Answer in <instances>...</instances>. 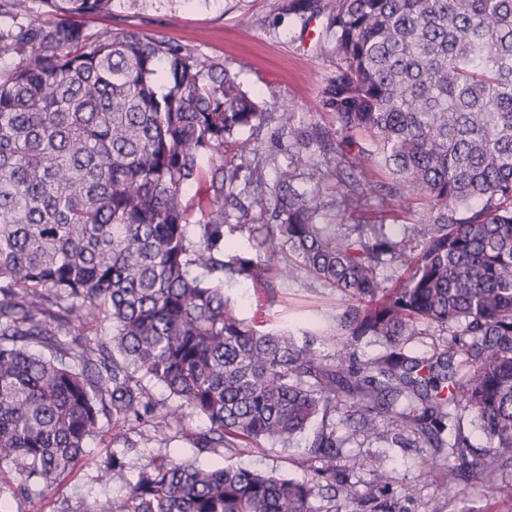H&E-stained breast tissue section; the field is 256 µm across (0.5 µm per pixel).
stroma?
<instances>
[{
	"instance_id": "stroma-1",
	"label": "stroma",
	"mask_w": 512,
	"mask_h": 512,
	"mask_svg": "<svg viewBox=\"0 0 512 512\" xmlns=\"http://www.w3.org/2000/svg\"><path fill=\"white\" fill-rule=\"evenodd\" d=\"M291 0H113L111 12L90 17L86 25L93 31L135 28L196 48L202 54L219 57L237 72L246 90L258 96L272 111L294 114L297 123L319 126L335 133L337 123L321 105L326 80L333 66L331 46L324 41L323 20L306 19L289 11ZM259 158L267 178L278 168L293 165L301 185L319 187V221L323 224H387L394 234L403 225L423 224L429 218L426 201L418 197L395 199L351 212L336 205V183L324 180L313 159L296 158L288 138L277 121H270L259 135ZM242 317H255L268 329L304 330L332 327V318L341 309L343 298L330 288L296 270L288 280H274L271 287L256 288L239 283L229 288ZM204 421L184 412L166 451L175 458H197L200 465L228 464L258 470H273L298 480H310L314 471L307 464L308 438L300 436L290 445L266 443L242 453L219 451L196 454L189 444L191 433L204 428ZM337 433L345 437L343 450L354 480L369 481L363 468L367 457L386 458L396 477L395 497L403 512H427L439 504L442 512H512V473L499 476L502 493L489 497L481 484L457 483L440 486L431 479L425 465L433 458L429 448H398L360 435H350L345 425ZM112 426L104 424L91 440L94 461L79 464L52 488L34 487L29 498L12 500L16 480L10 469L0 470V499L11 501L14 512H85L95 499L120 501L125 490L106 476L112 455Z\"/></svg>"
}]
</instances>
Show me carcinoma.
<instances>
[{
	"label": "carcinoma",
	"instance_id": "carcinoma-1",
	"mask_svg": "<svg viewBox=\"0 0 512 512\" xmlns=\"http://www.w3.org/2000/svg\"><path fill=\"white\" fill-rule=\"evenodd\" d=\"M47 18L0 30V465L14 492L53 486L89 459L112 423L109 480L118 503L86 512H396L381 457L359 490L342 464L336 412L366 438L446 451L433 481L512 470V0H292L327 14L336 69L323 107L344 136L279 115L299 155L323 159L338 203L411 192L429 223L319 224L316 189L286 167L245 175L224 145L260 131L264 105L224 61L134 28L92 32L78 19L112 0H41ZM30 0H0L28 15ZM211 167H202V159ZM386 170L391 181L366 174ZM197 194L185 199L188 187ZM250 225L264 257L230 253ZM235 223H230V220ZM299 268L340 294L336 333L261 331L225 289ZM105 338L79 343L81 328ZM444 348L415 354L428 326ZM342 341L333 355L322 346ZM380 344L357 361L362 340ZM46 346L53 357L32 351ZM174 401L165 414L144 379ZM188 409L206 426L197 453L288 444L315 420V479L225 465L207 469L148 451ZM465 416L487 447L464 465ZM147 459L128 476L126 455Z\"/></svg>",
	"mask_w": 512,
	"mask_h": 512
}]
</instances>
